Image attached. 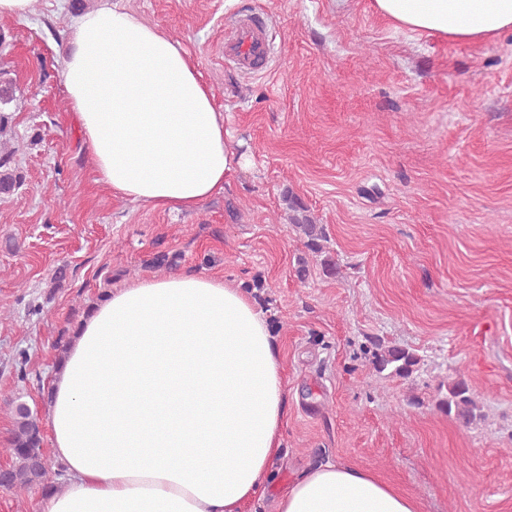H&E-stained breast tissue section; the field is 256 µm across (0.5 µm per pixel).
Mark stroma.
<instances>
[{
    "mask_svg": "<svg viewBox=\"0 0 512 512\" xmlns=\"http://www.w3.org/2000/svg\"><path fill=\"white\" fill-rule=\"evenodd\" d=\"M98 3L33 0L0 20V81L26 102L1 111L24 183L0 197V464L4 396L46 423L57 341L90 304L186 270L245 290L276 336L288 378L276 487L332 461L420 512H512V32L416 37L370 0H122L185 46L247 159L220 195L169 212L96 182L73 125L62 50ZM255 9L270 62L225 70L224 28ZM290 194L323 225L336 276L291 225ZM376 336L419 356L411 376L373 370ZM458 379L482 405L470 425L440 405Z\"/></svg>",
    "mask_w": 512,
    "mask_h": 512,
    "instance_id": "1",
    "label": "stroma"
}]
</instances>
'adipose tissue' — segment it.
<instances>
[{"label": "adipose tissue", "instance_id": "ef3b65f1", "mask_svg": "<svg viewBox=\"0 0 512 512\" xmlns=\"http://www.w3.org/2000/svg\"><path fill=\"white\" fill-rule=\"evenodd\" d=\"M396 28L480 43L512 32V0H372ZM63 84L97 182L160 210L196 209L243 168L182 44L100 0L64 49ZM285 377L267 319L223 279L182 271L93 305L46 387L67 483L43 512H242L280 452ZM277 512H419L416 499L342 463L312 467Z\"/></svg>", "mask_w": 512, "mask_h": 512}]
</instances>
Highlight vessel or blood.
Wrapping results in <instances>:
<instances>
[{
  "label": "vessel or blood",
  "instance_id": "b4317fda",
  "mask_svg": "<svg viewBox=\"0 0 512 512\" xmlns=\"http://www.w3.org/2000/svg\"><path fill=\"white\" fill-rule=\"evenodd\" d=\"M271 54L267 27L259 13L239 19L224 32V62L234 69L256 74L266 68Z\"/></svg>",
  "mask_w": 512,
  "mask_h": 512
}]
</instances>
